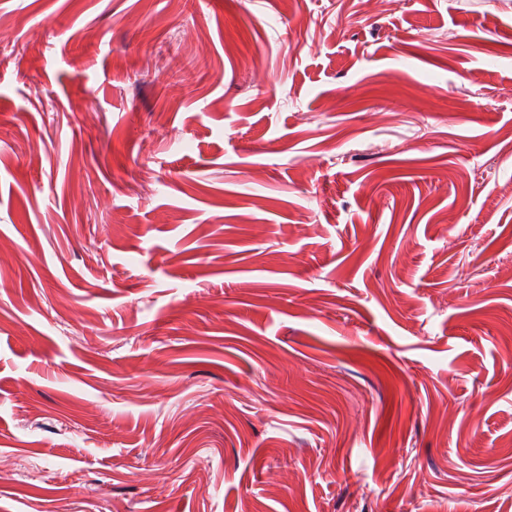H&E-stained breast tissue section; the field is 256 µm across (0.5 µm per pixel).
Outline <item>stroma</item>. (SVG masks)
Here are the masks:
<instances>
[{
  "instance_id": "obj_1",
  "label": "stroma",
  "mask_w": 512,
  "mask_h": 512,
  "mask_svg": "<svg viewBox=\"0 0 512 512\" xmlns=\"http://www.w3.org/2000/svg\"><path fill=\"white\" fill-rule=\"evenodd\" d=\"M0 25V512H512V0Z\"/></svg>"
}]
</instances>
